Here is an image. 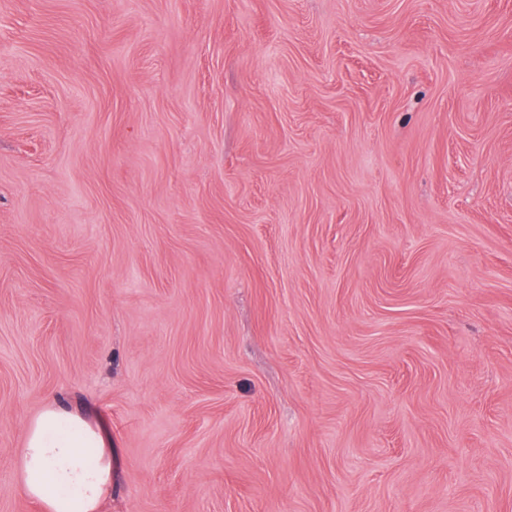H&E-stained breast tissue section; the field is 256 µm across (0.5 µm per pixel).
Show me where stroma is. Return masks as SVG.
Returning a JSON list of instances; mask_svg holds the SVG:
<instances>
[{
	"mask_svg": "<svg viewBox=\"0 0 512 512\" xmlns=\"http://www.w3.org/2000/svg\"><path fill=\"white\" fill-rule=\"evenodd\" d=\"M512 512V0H0V512ZM109 448L100 428L50 404L28 429L22 490L47 512H94L111 477Z\"/></svg>",
	"mask_w": 512,
	"mask_h": 512,
	"instance_id": "35a3bbf8",
	"label": "stroma"
}]
</instances>
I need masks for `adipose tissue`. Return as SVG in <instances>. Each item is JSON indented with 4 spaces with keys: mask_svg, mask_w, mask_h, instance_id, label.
<instances>
[{
    "mask_svg": "<svg viewBox=\"0 0 512 512\" xmlns=\"http://www.w3.org/2000/svg\"><path fill=\"white\" fill-rule=\"evenodd\" d=\"M111 441L81 416L46 406L31 422L21 484L45 512H95L112 472Z\"/></svg>",
    "mask_w": 512,
    "mask_h": 512,
    "instance_id": "obj_1",
    "label": "adipose tissue"
}]
</instances>
